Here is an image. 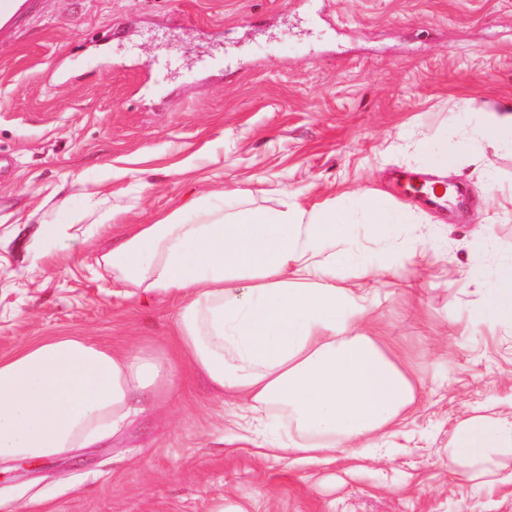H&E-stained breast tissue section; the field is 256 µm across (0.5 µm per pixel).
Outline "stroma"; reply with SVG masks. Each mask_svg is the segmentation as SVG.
<instances>
[{
  "label": "stroma",
  "mask_w": 512,
  "mask_h": 512,
  "mask_svg": "<svg viewBox=\"0 0 512 512\" xmlns=\"http://www.w3.org/2000/svg\"><path fill=\"white\" fill-rule=\"evenodd\" d=\"M512 103V0H35L0 41V357L42 336L174 350L177 301L116 296L107 232L47 253L41 219L82 208L153 224L208 195L225 209L312 211L370 199L411 206L397 243L426 241L379 289L375 314L424 381L416 411L371 458L283 461L242 440L237 403L186 367L157 405L91 448L0 464V512H512V461L495 475L448 470L464 413L512 407V327L470 331L512 262V147L477 143L447 213L395 174L418 151L476 135L467 102ZM484 228L487 244L470 245Z\"/></svg>",
  "instance_id": "35a3bbf8"
}]
</instances>
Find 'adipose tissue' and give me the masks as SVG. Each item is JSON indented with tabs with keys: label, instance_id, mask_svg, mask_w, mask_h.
<instances>
[{
	"label": "adipose tissue",
	"instance_id": "obj_1",
	"mask_svg": "<svg viewBox=\"0 0 512 512\" xmlns=\"http://www.w3.org/2000/svg\"><path fill=\"white\" fill-rule=\"evenodd\" d=\"M192 208L190 222L174 212L124 225L103 257L121 287L179 296L175 356L46 337L0 358V459L45 458L118 432L139 393L173 387L178 360L239 400L249 433L270 409H287L294 432L261 443L281 459L371 447L414 409L421 382L370 314L397 269L357 262L346 209L292 201L228 214L207 197ZM353 261L356 278L337 284V264ZM489 324L512 326V263L472 314L471 327ZM492 455L512 456V413L461 418L449 467Z\"/></svg>",
	"mask_w": 512,
	"mask_h": 512
}]
</instances>
